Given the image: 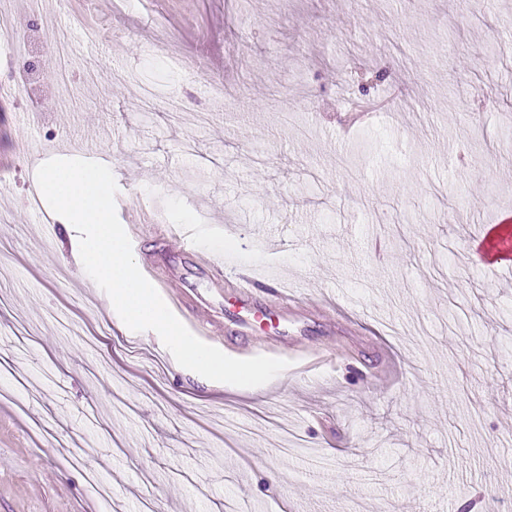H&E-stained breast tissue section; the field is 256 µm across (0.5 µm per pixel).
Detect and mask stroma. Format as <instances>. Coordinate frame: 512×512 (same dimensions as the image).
<instances>
[{
  "instance_id": "1",
  "label": "stroma",
  "mask_w": 512,
  "mask_h": 512,
  "mask_svg": "<svg viewBox=\"0 0 512 512\" xmlns=\"http://www.w3.org/2000/svg\"><path fill=\"white\" fill-rule=\"evenodd\" d=\"M11 8L66 50L35 49L0 104V512H100L93 476L112 512H512V265L470 253L512 212V0ZM389 94L350 125L351 101ZM52 158L210 225L330 361L213 386L129 334L83 291L75 227L25 205ZM162 298L228 356L261 342L214 331L224 291L192 258Z\"/></svg>"
}]
</instances>
